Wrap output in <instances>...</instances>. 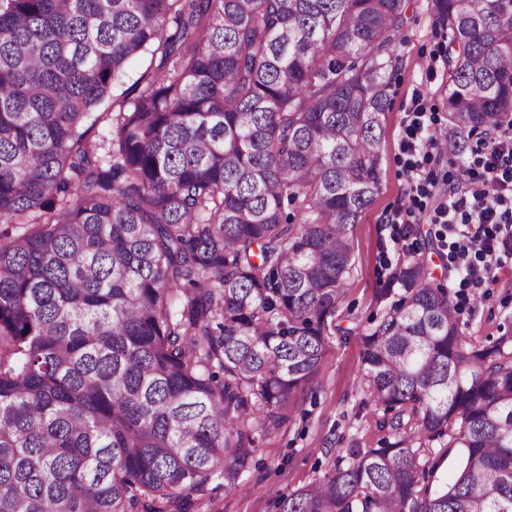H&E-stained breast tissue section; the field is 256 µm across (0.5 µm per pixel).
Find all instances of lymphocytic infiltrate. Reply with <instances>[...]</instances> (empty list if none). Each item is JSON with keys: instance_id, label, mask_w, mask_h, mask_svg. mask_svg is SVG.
<instances>
[{"instance_id": "f902f5d3", "label": "lymphocytic infiltrate", "mask_w": 512, "mask_h": 512, "mask_svg": "<svg viewBox=\"0 0 512 512\" xmlns=\"http://www.w3.org/2000/svg\"><path fill=\"white\" fill-rule=\"evenodd\" d=\"M431 114L422 92H415L401 142L411 205L394 209L387 221L438 225L449 263L465 273L459 282L465 291L493 281L497 270L512 266V125L500 126L478 143L464 186L426 214L422 207L435 185L426 166L450 138Z\"/></svg>"}]
</instances>
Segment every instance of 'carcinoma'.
<instances>
[{"label": "carcinoma", "mask_w": 512, "mask_h": 512, "mask_svg": "<svg viewBox=\"0 0 512 512\" xmlns=\"http://www.w3.org/2000/svg\"><path fill=\"white\" fill-rule=\"evenodd\" d=\"M410 0H0V512H190L336 333ZM446 125L512 116V0H431ZM158 60L101 125L126 64ZM301 211L289 219L288 203ZM365 329L393 441L279 512H512V333L462 336L423 254ZM461 449L423 489L427 452ZM443 444L435 443L433 445L432 455L434 462H437V471L434 477H428L425 479L423 485L429 484L431 491H434L436 486L441 482L450 481L453 477L460 459L459 448H448L447 441H443Z\"/></svg>", "instance_id": "obj_1"}]
</instances>
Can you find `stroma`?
I'll list each match as a JSON object with an SVG mask.
<instances>
[{
	"mask_svg": "<svg viewBox=\"0 0 512 512\" xmlns=\"http://www.w3.org/2000/svg\"><path fill=\"white\" fill-rule=\"evenodd\" d=\"M430 5L431 0L411 2L415 20L405 33L390 111L379 131L381 186L354 227L356 253L336 308L342 332L332 336L310 383L280 406L281 423L261 442L241 487L230 489L223 479L211 480L192 512H276L272 492L287 495L307 486L324 476L336 455L351 448L381 447L388 437L376 424L362 378L359 331L388 310L390 302L382 292L402 262L385 218L393 209L410 204L400 144L414 90L427 93L437 122L445 120L443 32ZM477 294L482 302L466 307L460 330L470 343L486 344L512 330V267L499 270L496 281Z\"/></svg>",
	"mask_w": 512,
	"mask_h": 512,
	"instance_id": "stroma-1",
	"label": "stroma"
}]
</instances>
